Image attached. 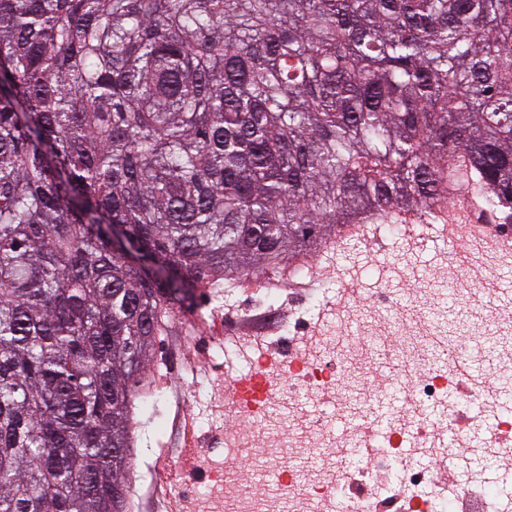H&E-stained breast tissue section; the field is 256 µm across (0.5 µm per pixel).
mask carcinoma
<instances>
[{
    "label": "carcinoma",
    "mask_w": 512,
    "mask_h": 512,
    "mask_svg": "<svg viewBox=\"0 0 512 512\" xmlns=\"http://www.w3.org/2000/svg\"><path fill=\"white\" fill-rule=\"evenodd\" d=\"M462 189L512 209V0H0V512H125L177 290Z\"/></svg>",
    "instance_id": "obj_1"
}]
</instances>
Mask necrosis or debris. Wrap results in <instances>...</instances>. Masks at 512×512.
<instances>
[{"instance_id": "obj_1", "label": "necrosis or debris", "mask_w": 512, "mask_h": 512, "mask_svg": "<svg viewBox=\"0 0 512 512\" xmlns=\"http://www.w3.org/2000/svg\"><path fill=\"white\" fill-rule=\"evenodd\" d=\"M449 251L466 253L467 270L421 275L398 291L394 267L385 265L369 298L345 289L336 305L339 319L329 328L303 297L291 319L267 312L254 335L225 339V353L246 363L254 386L224 397V445L201 467L205 490L159 457L151 471L154 497L181 500L186 512H488L489 484L456 481L458 454L476 427L469 407L482 406L491 419L485 445L496 450L512 447V414L457 361L488 347L495 376L512 374V308L503 293L483 294L469 275L489 264L512 267V224L497 223L482 199H470ZM450 293L483 323V335L448 345L435 318ZM398 363L415 381L402 399V418L385 438L376 440L361 417L335 427L330 412L347 400L343 376ZM272 369L280 375L274 384L266 379ZM430 407L441 409L440 423L424 418ZM442 431L451 442L439 455ZM341 448L364 449L358 467L341 464ZM423 456L435 457V467H417L415 458ZM300 457L313 460L309 474L290 468Z\"/></svg>"}]
</instances>
